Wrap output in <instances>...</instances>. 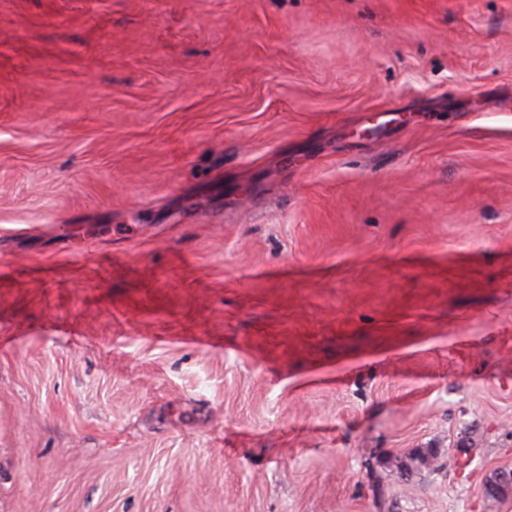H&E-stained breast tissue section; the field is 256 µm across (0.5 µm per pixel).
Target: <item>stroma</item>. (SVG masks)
I'll return each mask as SVG.
<instances>
[{"label": "stroma", "instance_id": "35a3bbf8", "mask_svg": "<svg viewBox=\"0 0 512 512\" xmlns=\"http://www.w3.org/2000/svg\"><path fill=\"white\" fill-rule=\"evenodd\" d=\"M1 256L0 512H512V0H0Z\"/></svg>", "mask_w": 512, "mask_h": 512}]
</instances>
